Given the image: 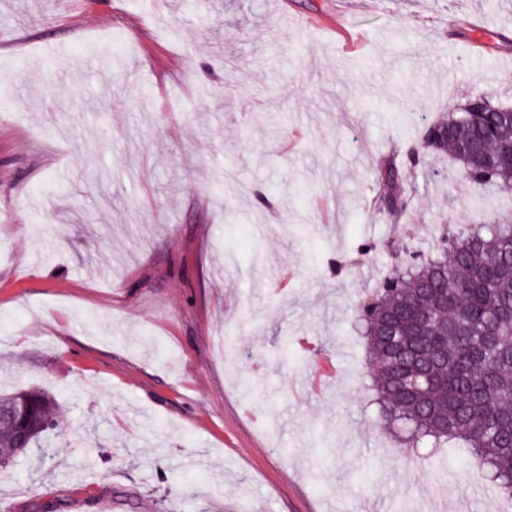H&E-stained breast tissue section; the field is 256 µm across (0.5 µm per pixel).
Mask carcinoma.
<instances>
[{
    "label": "carcinoma",
    "mask_w": 512,
    "mask_h": 512,
    "mask_svg": "<svg viewBox=\"0 0 512 512\" xmlns=\"http://www.w3.org/2000/svg\"><path fill=\"white\" fill-rule=\"evenodd\" d=\"M481 101L485 111L472 112ZM490 94L469 97L428 127L408 160L449 155L475 188L512 193V120ZM425 262L384 281L360 299L354 319L370 352L383 425L408 433L410 444L463 442L512 498V224H469L444 239ZM23 404L20 423L0 418V471L42 447L62 428L56 398L40 389L0 392V409Z\"/></svg>",
    "instance_id": "1"
}]
</instances>
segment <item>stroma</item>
I'll return each mask as SVG.
<instances>
[{"instance_id":"1","label":"stroma","mask_w":512,"mask_h":512,"mask_svg":"<svg viewBox=\"0 0 512 512\" xmlns=\"http://www.w3.org/2000/svg\"><path fill=\"white\" fill-rule=\"evenodd\" d=\"M143 2L0 0V386L52 391L68 431L0 472V512H512L455 445L380 428L353 317L387 239L512 222L407 160L466 96L512 103V12Z\"/></svg>"}]
</instances>
